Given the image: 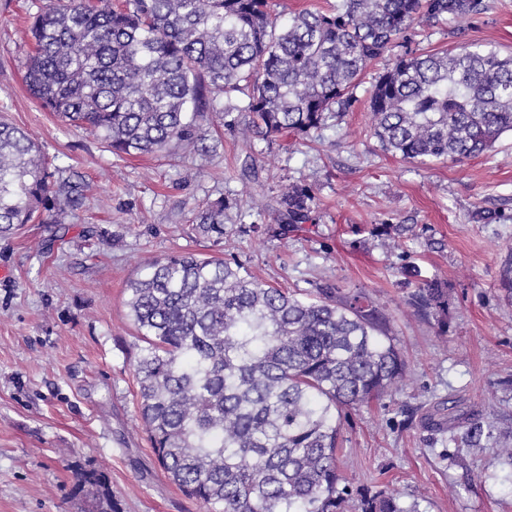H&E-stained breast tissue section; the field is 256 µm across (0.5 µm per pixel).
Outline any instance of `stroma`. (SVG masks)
<instances>
[{"label": "stroma", "instance_id": "35a3bbf8", "mask_svg": "<svg viewBox=\"0 0 512 512\" xmlns=\"http://www.w3.org/2000/svg\"><path fill=\"white\" fill-rule=\"evenodd\" d=\"M33 0H0V114L30 132L57 165L89 184L85 208L0 237V512H97L75 492L80 470L104 471L121 512H208L186 498L138 429V342L126 284L150 257L189 252L245 277L314 297L332 283L364 289L395 318L407 360L400 390L342 421L341 470L353 485L393 490L418 512H512V303L498 288L512 250V135L463 161L420 164L386 152L371 131L367 69L357 100L304 136L245 139L243 94L214 117L205 153L113 155L44 111L24 78ZM492 44L512 54V0L481 14L415 25L392 56ZM313 186L309 223L282 228L284 186ZM224 202V236L195 216ZM491 209L493 224L474 213ZM405 224L399 246L375 232ZM417 265L420 277L406 275ZM448 283V331L437 335L404 300L419 278ZM492 430L459 449L437 408Z\"/></svg>", "mask_w": 512, "mask_h": 512}]
</instances>
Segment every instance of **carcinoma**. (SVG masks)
<instances>
[{
  "instance_id": "carcinoma-1",
  "label": "carcinoma",
  "mask_w": 512,
  "mask_h": 512,
  "mask_svg": "<svg viewBox=\"0 0 512 512\" xmlns=\"http://www.w3.org/2000/svg\"><path fill=\"white\" fill-rule=\"evenodd\" d=\"M483 0H339L287 17L270 0H42L24 63L32 96L118 156L206 149L224 98L246 95L247 134L304 135L356 101L361 76L417 22L481 13ZM385 150L426 164L475 157L512 133V55L493 45L406 54L369 97ZM87 184L53 165L31 134L0 119V235L78 208ZM277 221H311L314 189L282 192ZM224 236V202L199 211ZM139 334V420L159 464L211 512H417L396 494L354 489L340 470L343 414L396 393L407 361L393 317L333 285L305 300L222 259L152 258L127 284ZM410 314L448 330V285L425 280ZM473 446L484 433L458 425ZM76 488L120 512L101 471Z\"/></svg>"
}]
</instances>
